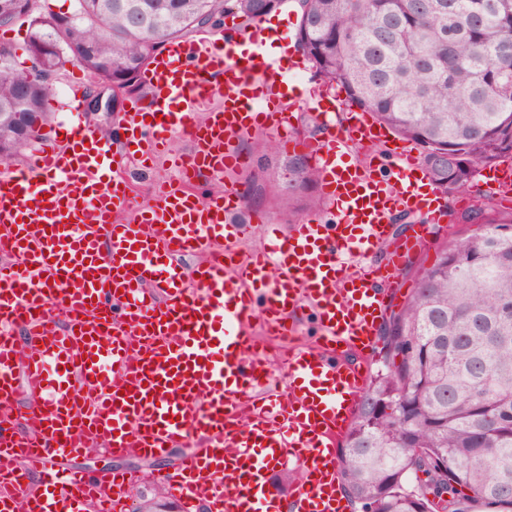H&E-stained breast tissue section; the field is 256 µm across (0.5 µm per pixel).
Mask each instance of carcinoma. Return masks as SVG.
<instances>
[{
    "mask_svg": "<svg viewBox=\"0 0 512 512\" xmlns=\"http://www.w3.org/2000/svg\"><path fill=\"white\" fill-rule=\"evenodd\" d=\"M286 0H78L82 20L43 34L97 52L76 65L140 91L164 42L224 17L250 25ZM296 39L328 88L412 141L443 191L512 158V0H295ZM0 62V113L22 87L43 116L53 86ZM24 145L0 143V166ZM317 170L288 158L289 195ZM458 219L481 227L411 276L381 333L383 354L340 448L354 512H512V212L482 193Z\"/></svg>",
    "mask_w": 512,
    "mask_h": 512,
    "instance_id": "1",
    "label": "carcinoma"
}]
</instances>
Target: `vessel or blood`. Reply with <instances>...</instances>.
I'll return each instance as SVG.
<instances>
[{
    "instance_id": "1",
    "label": "vessel or blood",
    "mask_w": 512,
    "mask_h": 512,
    "mask_svg": "<svg viewBox=\"0 0 512 512\" xmlns=\"http://www.w3.org/2000/svg\"><path fill=\"white\" fill-rule=\"evenodd\" d=\"M264 31L221 47L182 38L154 59L141 74L149 100L122 119L121 152L80 119L72 93L57 102L70 117L63 135L0 171V512H123L126 473L56 465L94 439L147 458L195 442L162 477L182 512H276L270 475L290 464L300 470L291 512H346L336 446L358 412L394 278L426 241L423 224L393 239L392 219L440 221V191L402 149L387 179L377 161H349L352 145L386 134L361 110L337 122L341 103L320 86L303 95L323 132L295 136L283 109L294 74ZM215 96L220 105L197 117ZM256 126L313 160L336 221L264 225V245L246 253L251 225L225 219L240 193L203 201L193 179L242 166L236 143ZM177 137L188 154L140 205L118 157L147 161ZM378 251L383 263L370 262ZM200 253L194 267L181 261ZM303 308L317 319L313 346L288 320ZM258 315L266 336L289 340L286 387L266 374Z\"/></svg>"
}]
</instances>
